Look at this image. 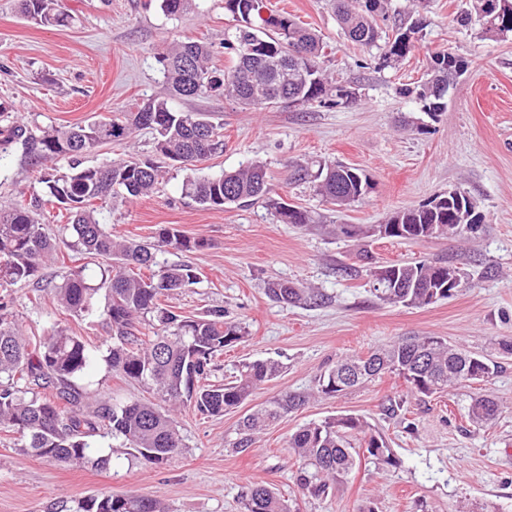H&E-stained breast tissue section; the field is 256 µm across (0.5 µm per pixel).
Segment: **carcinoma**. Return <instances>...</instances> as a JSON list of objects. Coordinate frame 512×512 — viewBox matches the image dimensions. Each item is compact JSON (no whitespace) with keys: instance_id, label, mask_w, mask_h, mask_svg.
<instances>
[{"instance_id":"carcinoma-1","label":"carcinoma","mask_w":512,"mask_h":512,"mask_svg":"<svg viewBox=\"0 0 512 512\" xmlns=\"http://www.w3.org/2000/svg\"><path fill=\"white\" fill-rule=\"evenodd\" d=\"M502 18L494 19L497 34L512 35V0H504ZM193 0H159L168 16L178 17L192 9ZM332 6L346 36L368 47H379V13L383 0H332ZM224 9L237 24L224 32V48L234 55L225 70L210 64L212 47L202 41L176 43L157 54V61L169 86L170 95L193 98L221 95L250 107H267L298 98L304 104L321 103L338 96L343 86L329 85L319 59L323 41L316 31L297 23L286 13H269L265 0H224ZM20 11L28 20L45 27H67L72 17L58 9V0H20ZM425 27L417 16L406 29H398L385 42L382 62H400L414 48L413 35ZM431 77L399 94L415 96L423 111L445 110L448 74L462 71L461 59L451 52L432 57ZM153 133L155 156L187 170L224 151L222 126L200 113L173 109L166 98L150 99L142 105L105 122L49 127L35 135L19 121L0 110V161L18 142L36 161L66 157L70 172L57 175L47 168L39 183L67 212V223L57 235L46 232L35 217L36 205L17 200L0 206V286L21 282L39 283L46 264L65 246L86 259L74 267L54 288L59 305L72 317L82 318L95 311V296L105 290L101 311L110 344L106 355L63 328L31 342L19 335L0 297V430L18 435L20 448L47 461L72 464L93 463L104 467L109 458L91 459L93 439L109 437L131 449L145 464L160 465L184 449L174 420L161 404L187 401L200 414L216 416L243 403L256 388L278 372L272 362H242L235 375L222 384H207L213 358L224 348L242 341L245 328L226 318L224 308L215 307L203 315L187 317L161 303L171 291L199 283L189 265H165L158 254L170 249L191 251L205 246L172 226L158 230L154 241L142 243L112 235L98 218V208L127 202L152 192L161 177V166L148 159H114L103 166H84L81 157L107 143L120 142L134 131ZM293 179L312 183L317 191L337 206L358 200L370 188L360 169L339 162L317 166L294 164ZM182 193L207 207L243 204L260 198L274 210L282 224H313L314 216L283 198L269 196L265 166L251 163L233 172L193 177L183 183ZM473 203L459 193L439 204L430 200L417 207L393 213L388 222L400 225L391 238L426 240L431 224H445L458 235L474 230V223H461V208ZM145 269V276L140 270ZM385 287L372 289L377 300L421 308L452 295L448 266L418 261L379 265ZM267 296L276 302L298 305L317 300L312 288H296L271 282ZM150 326L146 337L142 328ZM112 372L141 384L157 395L152 401H109L101 394L75 386L98 358ZM354 367L349 381H341L340 369ZM498 366L487 359L448 344L438 336L403 337L366 356L341 359L319 376L318 391L324 395L346 393L384 373L403 377L411 391L432 396L453 383L487 381ZM307 396L288 393L245 416L231 443L236 453L248 451L258 435L270 424L296 410ZM497 403L488 394L472 400L467 419L473 425L492 421ZM288 448L303 467L296 484L305 494L319 497L330 485L340 482L356 464H392L386 440L370 432L367 423L352 414L338 415L298 428ZM245 512H291L290 505L269 487L255 485L244 496ZM69 512H160L156 500L144 496H102L78 500Z\"/></svg>"}]
</instances>
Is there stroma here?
Segmentation results:
<instances>
[{
  "label": "stroma",
  "mask_w": 512,
  "mask_h": 512,
  "mask_svg": "<svg viewBox=\"0 0 512 512\" xmlns=\"http://www.w3.org/2000/svg\"><path fill=\"white\" fill-rule=\"evenodd\" d=\"M72 22L43 27L24 19L18 0H0V105L32 130L111 117L143 101L167 97L156 60L173 43L201 39L213 46L212 65L228 68L224 33L235 21L224 0H195L177 18L156 0H59ZM326 46L321 65L329 77L356 93L359 105L281 104L248 109L209 95L175 99L174 109L199 112L224 126V151L200 165L202 176L263 162L273 193L314 212L319 221L296 227L277 222L262 204L204 208L182 193L188 171L167 168L150 196L101 211L113 234L152 241L158 228L175 225L205 248L160 254L165 264L191 265L199 284L166 303L185 316L213 306L243 324L248 334L214 360L211 383H223L240 361L270 360L280 373L260 384L237 408L205 416L185 405L175 419L185 451L154 466L127 449L94 442V455L111 454L106 467L50 462L20 452L14 434L0 431V512H68L72 501L102 495H142L164 512H244L248 485L268 486L290 499L297 512H512V38L485 31L480 19L461 27L475 0H425V28L415 48L392 67L379 51L349 41L328 0H270ZM449 50L466 61L460 83L436 119L415 97L400 96L431 69L435 53ZM150 130L85 155L100 166L152 151ZM342 162L362 169L372 187L344 209L322 199L311 185L290 182V162ZM38 172L22 145L0 161V203L38 199L47 224L59 208L43 200ZM452 190L465 192L484 217L475 232L410 242L351 230L383 223L392 213ZM366 246L371 262L356 256ZM457 267L462 284L453 296L423 308L380 303L372 294V266L409 260ZM73 263L66 253L43 270L41 285L0 290L22 335L44 336L63 327L93 346L107 329L96 316H69L52 288ZM280 281L323 294L321 303L293 306L268 299V282ZM400 336H441L448 343L490 357L499 369L488 382L457 383L430 397L412 394L402 378L384 374L366 387L338 396H316L321 372L340 358L367 355ZM82 385L122 401L147 400L151 391L112 373L97 361ZM288 392L307 404L282 418L246 453L229 448L242 418ZM491 394L498 414L490 424H470L472 397ZM403 397L405 417L382 412L387 398ZM337 414L363 418L388 442L390 465H357L328 493H299L301 462L288 447L299 427Z\"/></svg>",
  "instance_id": "35a3bbf8"
}]
</instances>
